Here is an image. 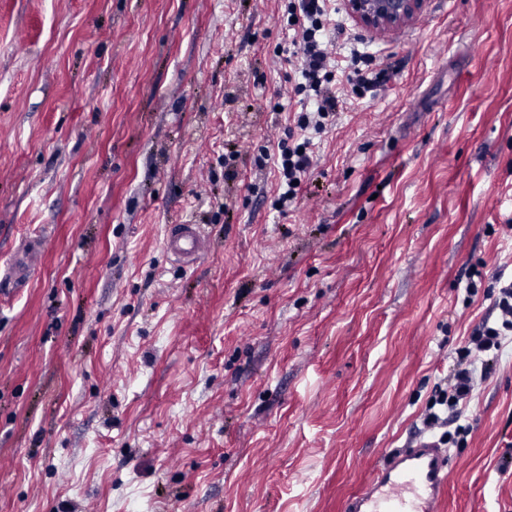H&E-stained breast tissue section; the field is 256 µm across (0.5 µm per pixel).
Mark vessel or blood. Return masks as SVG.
<instances>
[{"instance_id": "b4317fda", "label": "vessel or blood", "mask_w": 512, "mask_h": 512, "mask_svg": "<svg viewBox=\"0 0 512 512\" xmlns=\"http://www.w3.org/2000/svg\"><path fill=\"white\" fill-rule=\"evenodd\" d=\"M206 239L197 224L173 225L169 252L183 261L202 254ZM448 475V451L433 440H419L390 451L370 480L344 504V512H440Z\"/></svg>"}]
</instances>
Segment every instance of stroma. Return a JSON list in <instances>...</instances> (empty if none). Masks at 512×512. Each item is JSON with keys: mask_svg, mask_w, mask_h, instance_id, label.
<instances>
[{"mask_svg": "<svg viewBox=\"0 0 512 512\" xmlns=\"http://www.w3.org/2000/svg\"><path fill=\"white\" fill-rule=\"evenodd\" d=\"M335 7L390 79L279 212L286 0H0V512H342L419 437L512 277V0ZM460 423L442 512H512V342ZM426 0H347L349 12L365 28L382 34L397 33L412 24ZM205 244V235L197 224H174L166 239L169 252L186 262L200 256Z\"/></svg>", "mask_w": 512, "mask_h": 512, "instance_id": "35a3bbf8", "label": "stroma"}]
</instances>
